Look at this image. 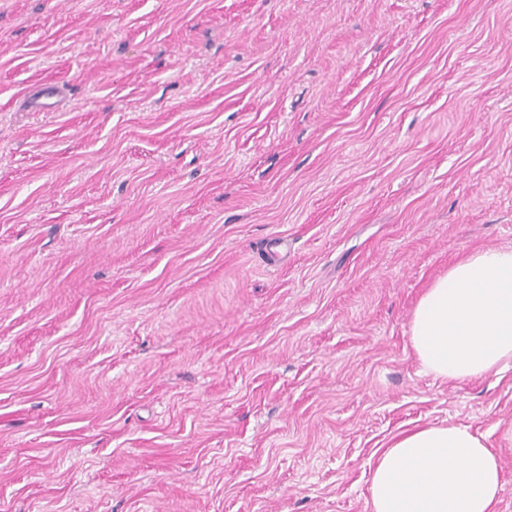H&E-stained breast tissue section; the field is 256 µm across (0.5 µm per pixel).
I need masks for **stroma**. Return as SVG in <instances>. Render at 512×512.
<instances>
[{"instance_id":"stroma-1","label":"stroma","mask_w":512,"mask_h":512,"mask_svg":"<svg viewBox=\"0 0 512 512\" xmlns=\"http://www.w3.org/2000/svg\"><path fill=\"white\" fill-rule=\"evenodd\" d=\"M503 245L512 0H0V512H370L433 423L512 512V367L409 341Z\"/></svg>"}]
</instances>
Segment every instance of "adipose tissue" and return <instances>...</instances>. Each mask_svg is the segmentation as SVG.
<instances>
[{"instance_id":"adipose-tissue-1","label":"adipose tissue","mask_w":512,"mask_h":512,"mask_svg":"<svg viewBox=\"0 0 512 512\" xmlns=\"http://www.w3.org/2000/svg\"><path fill=\"white\" fill-rule=\"evenodd\" d=\"M423 370L448 382L512 363V247H487L452 265L420 297L409 322ZM500 456L465 425L401 434L369 470L371 512H497Z\"/></svg>"}]
</instances>
